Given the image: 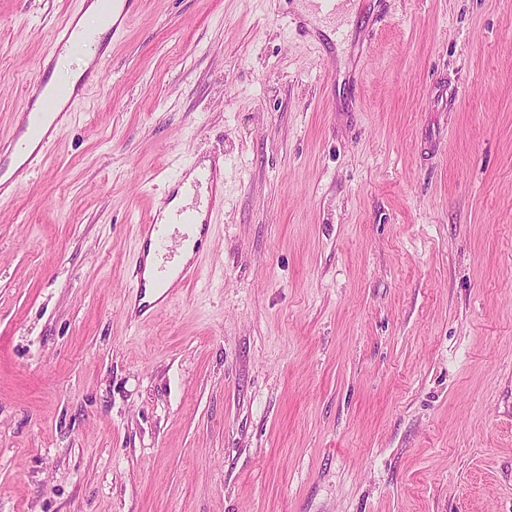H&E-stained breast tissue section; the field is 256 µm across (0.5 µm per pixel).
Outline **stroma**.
Wrapping results in <instances>:
<instances>
[{"instance_id": "obj_1", "label": "stroma", "mask_w": 512, "mask_h": 512, "mask_svg": "<svg viewBox=\"0 0 512 512\" xmlns=\"http://www.w3.org/2000/svg\"><path fill=\"white\" fill-rule=\"evenodd\" d=\"M139 0L0 197V512H512V0ZM82 0H0V141ZM224 158L199 281L138 226ZM207 183V206L205 217L198 221L195 210L182 208L178 210L172 222H162L160 212L155 213L146 224L140 225L139 247L135 258L131 277L134 280L132 291L125 298V304L131 319L145 321L170 304L192 281L201 276L198 259L210 245L212 235V216L224 209V159L217 157L210 161L206 171L202 173ZM170 224H181L185 232L182 239H189L190 234L198 231L199 237L193 243L192 258L187 262L175 260L173 240L176 235L171 233ZM162 256V265L149 266V255ZM166 263H169L168 265ZM152 296L155 300L151 301Z\"/></svg>"}]
</instances>
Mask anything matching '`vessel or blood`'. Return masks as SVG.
<instances>
[{
    "label": "vessel or blood",
    "instance_id": "1",
    "mask_svg": "<svg viewBox=\"0 0 512 512\" xmlns=\"http://www.w3.org/2000/svg\"><path fill=\"white\" fill-rule=\"evenodd\" d=\"M136 0H99L102 12L111 20V32H118L129 21ZM91 34L80 32L76 15H69L56 29L50 59L39 66L38 79L28 87L21 119L7 143H0V161L22 153L20 165L9 181H0V192L6 185H18L30 173L41 166L52 144L63 131L69 109L62 101L67 97L65 88L50 84V61L72 52L77 47L93 45ZM207 183V206L204 217L188 209L178 210L173 223L181 224L186 233L195 234L194 257L179 261L173 251L174 233L171 223L163 222L161 215L152 216L140 227L139 247L135 258L132 278L134 284L125 298L131 318L145 321L170 304L192 281L201 276L196 262L211 242V218L224 208V160L214 158L202 174Z\"/></svg>",
    "mask_w": 512,
    "mask_h": 512
}]
</instances>
